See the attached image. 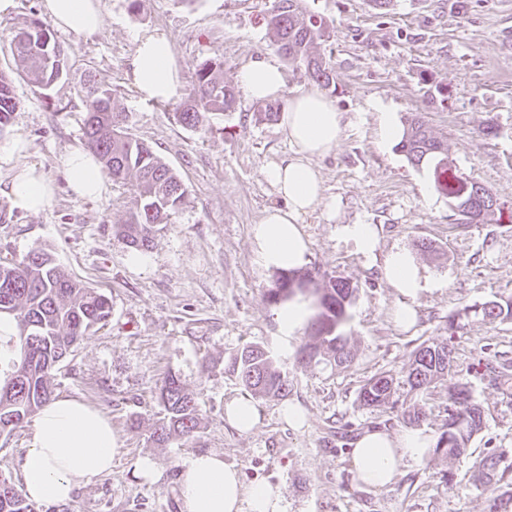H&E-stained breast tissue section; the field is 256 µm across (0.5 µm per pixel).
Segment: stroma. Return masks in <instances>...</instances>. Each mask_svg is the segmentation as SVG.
I'll list each match as a JSON object with an SVG mask.
<instances>
[{"label": "stroma", "mask_w": 512, "mask_h": 512, "mask_svg": "<svg viewBox=\"0 0 512 512\" xmlns=\"http://www.w3.org/2000/svg\"><path fill=\"white\" fill-rule=\"evenodd\" d=\"M272 4L139 0L134 7L130 0H101L105 26L98 37L54 33L70 52L67 76L46 91L19 77L13 82L18 108L0 131V148L24 137L28 162L52 182L54 195L40 213L15 209L1 192L9 171L0 168V261L43 247L112 300L107 325L52 372L55 396L93 405L122 439L111 473L78 487L69 512H182L180 464L200 452L222 454L245 483L280 486L287 512H485L488 491L473 479L476 462L493 452L512 460V379L493 380L495 368L512 367V320L466 321L454 337L447 379L428 389L409 392L404 369L417 346L446 335L450 312L512 295V49L503 46L512 33V0H392L385 9L371 0H305L330 32L319 51L336 71L326 94L344 123L336 150L316 161L336 211L319 208L301 220L308 269L357 288L344 327L354 358L340 367L298 364L305 333L281 344L278 308L265 301L274 273L254 261L251 228L279 201L264 170L289 153L280 122H255L258 103L241 90L233 111L185 128L174 118L180 97L164 104L141 99L130 78L137 36L158 33L171 42L182 85L205 59L223 61L224 78L233 83L262 56L282 66L286 87L277 101L288 105L310 82L271 45L265 17ZM43 15L42 0H16L10 14L0 15V71L14 67L12 34ZM90 74L115 91L128 133L150 145L187 187L140 269L130 265L131 249L113 231L132 205L130 193L113 184L101 197L81 198L68 184L64 158L85 142L87 106L79 90ZM384 109L400 124L410 113H425L459 174L496 197L499 220L458 223L432 168L411 164L397 143H381ZM425 187L432 202L422 196ZM343 224L376 227L374 258L339 234ZM423 241L435 252L418 251ZM397 246L414 252L439 283L415 300L417 320L406 331L393 322L399 296L382 272L385 253ZM248 343L277 358L290 391L282 401L257 400L259 426L240 433L225 422L224 406L245 390L225 374L224 363ZM170 371L194 393L202 424L194 437L160 446L150 435L161 412L158 387ZM382 372L395 381L394 404L362 406L361 388ZM456 381L468 384L483 411L466 455L452 464L429 455L402 468L384 490L360 486L350 442L368 427L409 429L413 411L420 414L418 429L439 436L448 386ZM285 401L304 409L302 429L280 418ZM30 437L27 424L0 435V475L16 486ZM143 456L155 461L157 481L138 477L135 462Z\"/></svg>", "instance_id": "stroma-1"}]
</instances>
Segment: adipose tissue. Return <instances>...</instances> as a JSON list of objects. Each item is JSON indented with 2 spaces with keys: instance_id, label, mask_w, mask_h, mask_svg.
<instances>
[{
  "instance_id": "ef3b65f1",
  "label": "adipose tissue",
  "mask_w": 512,
  "mask_h": 512,
  "mask_svg": "<svg viewBox=\"0 0 512 512\" xmlns=\"http://www.w3.org/2000/svg\"><path fill=\"white\" fill-rule=\"evenodd\" d=\"M43 10L57 28L80 36L99 34L104 25L100 0H43ZM132 80L142 99H171L180 83L166 36H138ZM240 84L252 99L277 97L285 87L282 69L257 58L238 74ZM281 124L290 153L271 163L265 175L284 207L269 209L251 236L258 265L264 269H300L308 262L309 246L300 219L318 207L335 210V200L323 197V185L313 158L330 154L338 145L343 121L333 103L316 90L295 93ZM26 142L15 137L0 152V161L10 167L8 196L13 208L38 213L52 200V187L42 171L25 164ZM64 165L73 192L98 197L108 190L107 176L94 154L74 146ZM384 276L400 296L393 320L401 327L414 323L413 301L432 285V277L413 254L402 247L384 258ZM434 441L427 432L414 429L392 434L380 429L364 430L353 443L352 464L361 484L371 489L391 485L401 465L420 464ZM119 452V437L109 419L87 403L71 397L51 401L37 415L30 447L22 467V489L37 503L70 500L75 488L111 472ZM183 512H285L279 487L259 482L245 484L238 470L217 453H195L183 460L179 480Z\"/></svg>"
}]
</instances>
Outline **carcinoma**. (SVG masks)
<instances>
[{"mask_svg": "<svg viewBox=\"0 0 512 512\" xmlns=\"http://www.w3.org/2000/svg\"><path fill=\"white\" fill-rule=\"evenodd\" d=\"M272 45L288 63L304 69L310 80L329 87L336 84V72L318 53L327 29L322 19L307 10L304 0H274L266 18ZM11 52L17 74L42 90L50 89L68 70L69 53L54 38L50 25L32 18L15 33ZM80 93L88 102L84 136L112 183L130 186L132 208L128 219L113 225L116 235L129 247L147 251L153 247L158 226L171 223L185 199L186 187L173 170L147 144L129 136L127 114L117 107L112 90L90 80ZM236 91L224 80V62L207 59L194 73L191 85L182 90L176 121L191 129L205 125L207 115L234 108ZM17 102L12 78L0 72V131L9 123ZM402 152L414 165L434 164L435 183L448 195L453 209L467 224L495 220L499 208L492 192L459 176L448 161L443 143L430 131L424 113L414 112L405 120L400 141ZM310 271L280 270L266 301L277 305L290 300L294 288L314 296L316 313L308 322L309 340L300 347L299 360H333L338 365L352 361L353 353L342 328L349 318L356 287L348 280L329 279L315 288ZM109 296L98 288L66 273L53 255L35 247L16 264L0 265V314L13 318L18 326L19 350L0 384V435L20 427L53 399L51 372L104 323L111 312ZM496 322L512 319V297L466 306L448 316V330L460 328L470 316ZM453 350L444 339L423 343L412 353L407 383L412 390L429 388L448 375ZM227 371L257 398L278 397L288 390V377L268 351L257 344L244 346L227 364ZM393 378L385 373L372 376L360 391L368 407L388 404ZM158 401L163 417L150 438L162 445L176 437L189 436L201 425L198 404L181 377L166 375ZM483 414L472 402L467 384L448 386V416L434 453L452 462L464 454L471 437L481 430ZM502 454L484 458L476 481L493 487L512 471L501 466ZM0 512H38L36 505L6 478L0 479ZM487 512H512V495H490Z\"/></svg>", "mask_w": 512, "mask_h": 512, "instance_id": "obj_1", "label": "carcinoma"}]
</instances>
